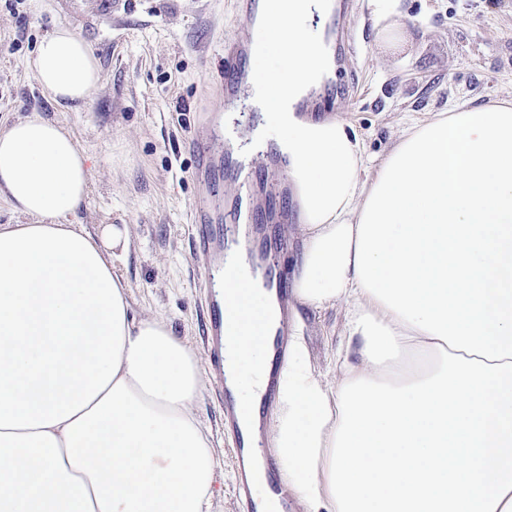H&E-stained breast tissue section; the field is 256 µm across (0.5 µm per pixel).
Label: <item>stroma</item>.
Masks as SVG:
<instances>
[{
	"mask_svg": "<svg viewBox=\"0 0 512 512\" xmlns=\"http://www.w3.org/2000/svg\"><path fill=\"white\" fill-rule=\"evenodd\" d=\"M238 0H0V127L33 112L58 121L90 157V193L76 223L125 226L130 246L115 262L134 319L160 317L204 361L203 274L187 217L194 163L185 147L200 113L223 110L211 95L224 47L255 29ZM61 21L89 44L102 80L85 106L51 101L27 62ZM354 83L336 115L380 160L412 121L466 105L512 102V0H399L376 24L371 0H354ZM392 38H384V30ZM308 362L326 381L346 345V307L297 308ZM194 413L217 460L212 512H235L224 404L203 378Z\"/></svg>",
	"mask_w": 512,
	"mask_h": 512,
	"instance_id": "1",
	"label": "stroma"
}]
</instances>
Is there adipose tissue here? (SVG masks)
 Here are the masks:
<instances>
[{
	"mask_svg": "<svg viewBox=\"0 0 512 512\" xmlns=\"http://www.w3.org/2000/svg\"><path fill=\"white\" fill-rule=\"evenodd\" d=\"M265 48L287 71L257 86L281 130L303 249L300 305L345 303L336 381L295 336L272 428L283 479L308 512H512V105L456 107L406 127L377 165L347 124L279 111L330 63L310 26L327 0H267ZM55 102L102 79L62 23L30 61ZM89 157L34 112L0 130V512H211L215 457L192 412L193 352L161 318L134 320L114 271L119 227L71 218ZM250 300L226 340L238 400L263 389L253 314L279 309L246 259Z\"/></svg>",
	"mask_w": 512,
	"mask_h": 512,
	"instance_id": "obj_1",
	"label": "adipose tissue"
}]
</instances>
